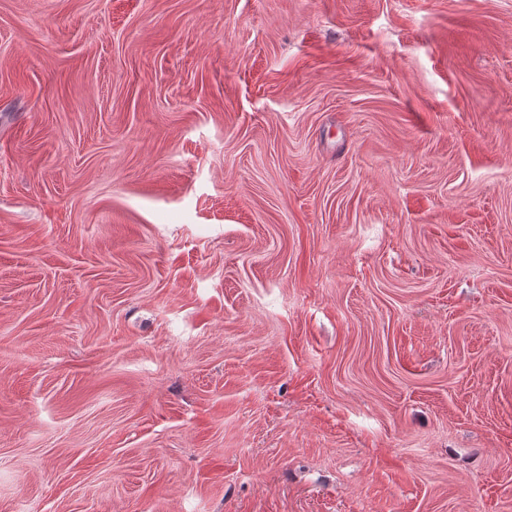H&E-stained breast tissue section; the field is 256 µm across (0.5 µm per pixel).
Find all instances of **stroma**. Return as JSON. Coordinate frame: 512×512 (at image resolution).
Wrapping results in <instances>:
<instances>
[{
	"instance_id": "stroma-1",
	"label": "stroma",
	"mask_w": 512,
	"mask_h": 512,
	"mask_svg": "<svg viewBox=\"0 0 512 512\" xmlns=\"http://www.w3.org/2000/svg\"><path fill=\"white\" fill-rule=\"evenodd\" d=\"M0 512H512V0H0Z\"/></svg>"
}]
</instances>
